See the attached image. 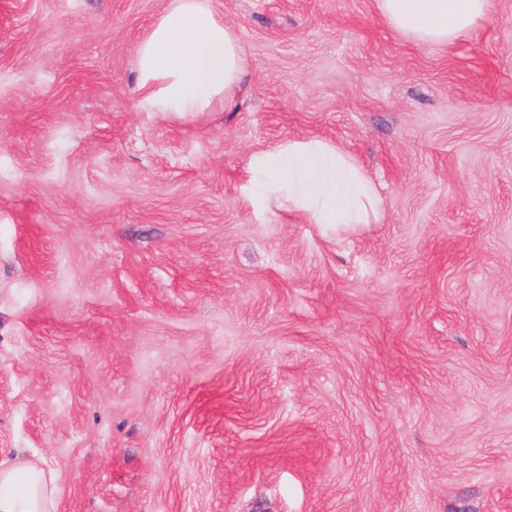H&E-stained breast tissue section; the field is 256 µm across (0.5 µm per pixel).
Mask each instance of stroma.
I'll return each instance as SVG.
<instances>
[{
    "mask_svg": "<svg viewBox=\"0 0 512 512\" xmlns=\"http://www.w3.org/2000/svg\"><path fill=\"white\" fill-rule=\"evenodd\" d=\"M234 106L140 108L169 0H0V460L54 512H512V0L445 46L376 0H209ZM317 136L382 219L256 205Z\"/></svg>",
    "mask_w": 512,
    "mask_h": 512,
    "instance_id": "obj_1",
    "label": "stroma"
}]
</instances>
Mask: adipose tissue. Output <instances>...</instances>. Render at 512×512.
Wrapping results in <instances>:
<instances>
[{
	"label": "adipose tissue",
	"instance_id": "1",
	"mask_svg": "<svg viewBox=\"0 0 512 512\" xmlns=\"http://www.w3.org/2000/svg\"><path fill=\"white\" fill-rule=\"evenodd\" d=\"M386 23L424 45H445L488 18L492 0H377ZM140 104L182 117L232 102L246 66L236 33L208 0H171L135 49ZM251 182L268 209L298 213L346 233L381 218L374 183L346 151L316 138L293 139L252 156ZM53 479L35 462L0 463V512H49Z\"/></svg>",
	"mask_w": 512,
	"mask_h": 512
}]
</instances>
